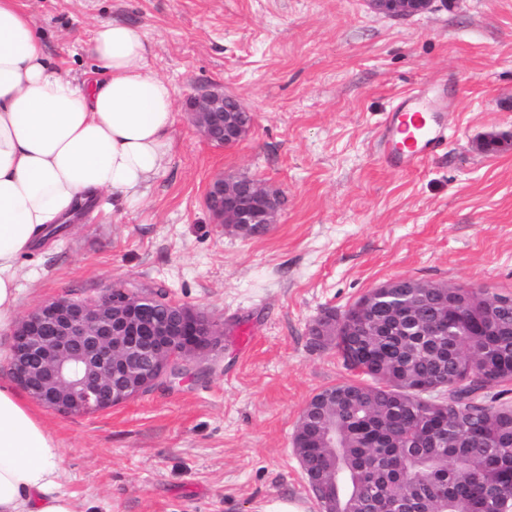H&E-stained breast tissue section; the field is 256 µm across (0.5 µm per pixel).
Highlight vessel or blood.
Listing matches in <instances>:
<instances>
[{
	"mask_svg": "<svg viewBox=\"0 0 512 512\" xmlns=\"http://www.w3.org/2000/svg\"><path fill=\"white\" fill-rule=\"evenodd\" d=\"M443 108V98L424 87L387 112L378 143L391 167L414 169L423 158L447 147L448 116Z\"/></svg>",
	"mask_w": 512,
	"mask_h": 512,
	"instance_id": "obj_1",
	"label": "vessel or blood"
}]
</instances>
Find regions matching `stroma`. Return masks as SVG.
<instances>
[{"label": "stroma", "instance_id": "1", "mask_svg": "<svg viewBox=\"0 0 512 512\" xmlns=\"http://www.w3.org/2000/svg\"><path fill=\"white\" fill-rule=\"evenodd\" d=\"M63 72L91 64L95 25L151 40L175 91L172 149L142 205L105 198L38 250L21 312L116 283L152 285L224 326L196 376L108 410L39 413L62 452L77 512H318L292 439L321 390L357 380L309 329L395 278L512 293V0H437L406 18L367 0H18ZM223 86L252 113L216 147L187 97ZM442 84L451 137L412 171L386 165L379 125L404 96ZM244 174L279 192L277 222L243 239L213 223L204 192Z\"/></svg>", "mask_w": 512, "mask_h": 512}]
</instances>
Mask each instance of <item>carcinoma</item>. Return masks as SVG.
<instances>
[{
    "label": "carcinoma",
    "mask_w": 512,
    "mask_h": 512,
    "mask_svg": "<svg viewBox=\"0 0 512 512\" xmlns=\"http://www.w3.org/2000/svg\"><path fill=\"white\" fill-rule=\"evenodd\" d=\"M493 298L400 278L311 337L364 376L314 395L293 436L305 477L329 489L323 512H512V402L492 391L512 379V307Z\"/></svg>",
    "instance_id": "carcinoma-1"
}]
</instances>
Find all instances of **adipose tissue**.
I'll list each match as a JSON object with an SVG mask.
<instances>
[{"instance_id": "adipose-tissue-1", "label": "adipose tissue", "mask_w": 512, "mask_h": 512, "mask_svg": "<svg viewBox=\"0 0 512 512\" xmlns=\"http://www.w3.org/2000/svg\"><path fill=\"white\" fill-rule=\"evenodd\" d=\"M84 80L62 73L18 0H0V333L19 312L25 260L48 228L111 197L133 207L171 147L175 95L148 63L147 35L98 24ZM58 442L0 379V512H75Z\"/></svg>"}]
</instances>
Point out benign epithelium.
<instances>
[{"mask_svg": "<svg viewBox=\"0 0 512 512\" xmlns=\"http://www.w3.org/2000/svg\"><path fill=\"white\" fill-rule=\"evenodd\" d=\"M434 0H369L371 9L410 17ZM193 125L210 143L239 142L252 115L220 87L197 91L186 102ZM205 205L214 223L276 222L279 193L256 180L218 175L208 184ZM224 339V328L199 309L182 306L177 317L156 323L151 301L129 289L107 288L98 296L47 300L23 316L12 331L11 362L19 387L38 403L73 416L122 404L149 388L171 383L175 367Z\"/></svg>", "mask_w": 512, "mask_h": 512, "instance_id": "obj_1", "label": "benign epithelium"}]
</instances>
